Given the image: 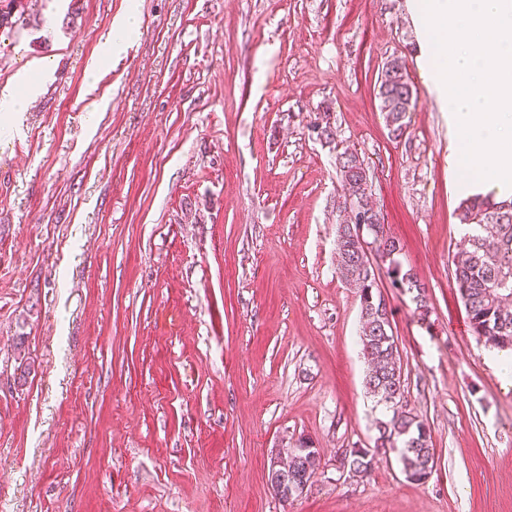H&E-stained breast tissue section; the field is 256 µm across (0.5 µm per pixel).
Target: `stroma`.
<instances>
[{
  "instance_id": "obj_1",
  "label": "stroma",
  "mask_w": 512,
  "mask_h": 512,
  "mask_svg": "<svg viewBox=\"0 0 512 512\" xmlns=\"http://www.w3.org/2000/svg\"><path fill=\"white\" fill-rule=\"evenodd\" d=\"M24 4L0 37V89L42 86L0 111V512H512V384L456 288L476 189L448 166L419 0ZM131 9L139 31L89 86ZM394 57L413 89L397 140L378 99ZM323 114L427 287L422 318L381 282L437 454L420 484L391 453L362 477L341 463L383 410L337 268ZM301 436L321 466L286 503L270 458Z\"/></svg>"
}]
</instances>
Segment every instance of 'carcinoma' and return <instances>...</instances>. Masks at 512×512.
Wrapping results in <instances>:
<instances>
[{
    "mask_svg": "<svg viewBox=\"0 0 512 512\" xmlns=\"http://www.w3.org/2000/svg\"><path fill=\"white\" fill-rule=\"evenodd\" d=\"M25 22L22 0H0V29H13ZM378 98L385 114L389 134H404L407 112L413 106L412 88L404 62L398 58L387 61L379 76ZM342 163L339 171L343 195L364 198L367 195L369 173L358 154L343 149L336 154ZM458 219L466 227L468 248L457 252L453 259L455 280L460 300L465 308L472 332L484 338L489 349H512V307L506 304L512 298V200L496 202L475 195L459 208ZM386 276L393 285H400L412 294L419 315L429 312L425 284L409 269H404L398 255L402 244L387 237ZM338 269L345 280L359 283V299L376 296L380 275L359 262L357 249L350 241L336 245ZM390 312L373 301L360 314L362 331L359 335L361 354L368 364L364 386L366 393L385 409V418L376 423L378 436L373 448H352L345 453L343 465L365 474L372 471L376 458L387 452L386 435L395 433L401 441L393 449L406 479L412 482L427 480L437 463L436 448L424 420L406 409L404 379L399 347L390 328ZM320 466L317 449L303 454L292 477L306 468L315 472Z\"/></svg>",
    "mask_w": 512,
    "mask_h": 512,
    "instance_id": "carcinoma-1",
    "label": "carcinoma"
}]
</instances>
